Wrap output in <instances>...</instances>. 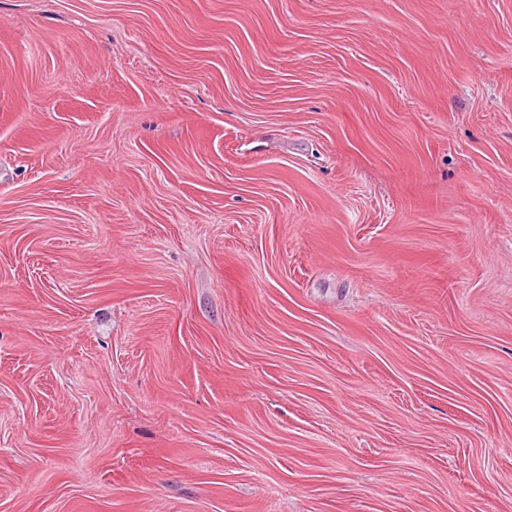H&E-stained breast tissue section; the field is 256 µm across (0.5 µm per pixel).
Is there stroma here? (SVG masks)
Returning a JSON list of instances; mask_svg holds the SVG:
<instances>
[{
	"mask_svg": "<svg viewBox=\"0 0 512 512\" xmlns=\"http://www.w3.org/2000/svg\"><path fill=\"white\" fill-rule=\"evenodd\" d=\"M0 512H512V0H0Z\"/></svg>",
	"mask_w": 512,
	"mask_h": 512,
	"instance_id": "1",
	"label": "stroma"
}]
</instances>
